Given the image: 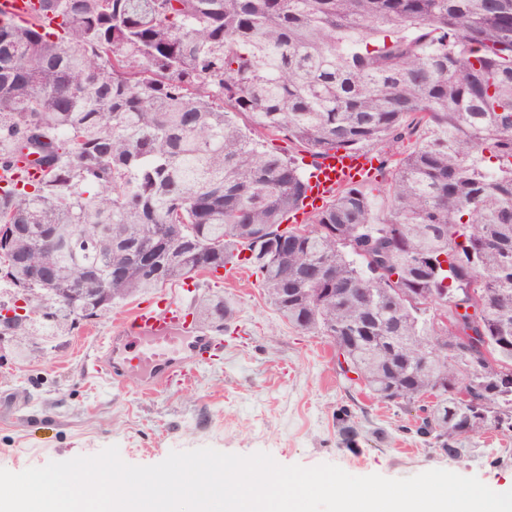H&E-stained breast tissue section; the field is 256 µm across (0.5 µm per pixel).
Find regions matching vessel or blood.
<instances>
[{"mask_svg": "<svg viewBox=\"0 0 512 512\" xmlns=\"http://www.w3.org/2000/svg\"><path fill=\"white\" fill-rule=\"evenodd\" d=\"M372 159L363 152L332 151L312 163L307 171V209L319 208L333 191L347 183L370 178ZM98 367L120 376L126 370H145L149 387L184 376L187 362L209 357L216 339L196 329L188 318L185 296L172 291L159 299L138 305L124 320L119 335L103 339Z\"/></svg>", "mask_w": 512, "mask_h": 512, "instance_id": "vessel-or-blood-1", "label": "vessel or blood"}]
</instances>
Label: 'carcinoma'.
Returning a JSON list of instances; mask_svg holds the SVG:
<instances>
[{"label":"carcinoma","instance_id":"obj_1","mask_svg":"<svg viewBox=\"0 0 512 512\" xmlns=\"http://www.w3.org/2000/svg\"><path fill=\"white\" fill-rule=\"evenodd\" d=\"M422 127L385 210L367 182L343 185L270 256L307 182L252 130L316 158ZM2 224L0 279L35 310L52 298L54 335L111 309L101 286L115 303L248 265L290 325L331 339L349 382L418 406L423 441L451 457L485 431L459 382L510 434L512 0H36L27 19L0 17ZM418 297L446 302L455 331ZM189 313L214 332L235 321L220 293ZM39 340L20 323L12 351Z\"/></svg>","mask_w":512,"mask_h":512}]
</instances>
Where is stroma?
I'll list each match as a JSON object with an SVG mask.
<instances>
[{
	"label": "stroma",
	"mask_w": 512,
	"mask_h": 512,
	"mask_svg": "<svg viewBox=\"0 0 512 512\" xmlns=\"http://www.w3.org/2000/svg\"><path fill=\"white\" fill-rule=\"evenodd\" d=\"M180 287L221 291L236 312L221 346L190 366V382L148 393L141 373L115 380L94 370L101 338L120 332L134 298L45 342L36 357L0 353V468L20 472L111 445L127 463L154 465L174 450L211 447L264 451L284 466L331 463L354 476L445 469L512 490V434L476 436L460 458L424 443L413 432L418 409L377 401L337 374L331 340L289 326L251 268L203 273ZM343 406L352 413L349 434L336 419Z\"/></svg>",
	"instance_id": "stroma-1"
}]
</instances>
